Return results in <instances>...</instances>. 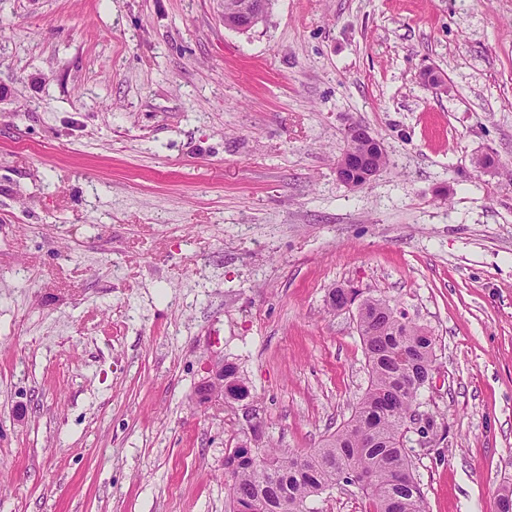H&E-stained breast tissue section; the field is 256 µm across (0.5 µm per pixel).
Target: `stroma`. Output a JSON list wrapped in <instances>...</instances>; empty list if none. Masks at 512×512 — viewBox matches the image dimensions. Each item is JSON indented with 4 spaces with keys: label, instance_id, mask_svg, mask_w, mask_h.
I'll use <instances>...</instances> for the list:
<instances>
[{
    "label": "stroma",
    "instance_id": "obj_1",
    "mask_svg": "<svg viewBox=\"0 0 512 512\" xmlns=\"http://www.w3.org/2000/svg\"><path fill=\"white\" fill-rule=\"evenodd\" d=\"M0 0V512H229L240 404L304 454L369 385L354 285L436 338L427 512L512 486V0ZM389 162L336 177L348 123ZM490 156L478 170L475 157ZM225 1V0H224ZM236 7L229 13L233 1L224 2V25L238 31H248L261 23H265L273 0H236ZM238 378V369L232 363H225L220 369L212 374L211 378L204 382L203 392L206 395L220 397L224 403V386L226 382L234 381ZM225 382V383H224ZM221 386L223 387L221 392Z\"/></svg>",
    "mask_w": 512,
    "mask_h": 512
}]
</instances>
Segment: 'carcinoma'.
Segmentation results:
<instances>
[{
	"mask_svg": "<svg viewBox=\"0 0 512 512\" xmlns=\"http://www.w3.org/2000/svg\"><path fill=\"white\" fill-rule=\"evenodd\" d=\"M358 327L370 383L351 419L305 455L232 449L230 512H314L313 498L340 484L356 488L364 512H426L405 427L430 384L436 338L377 296L364 298Z\"/></svg>",
	"mask_w": 512,
	"mask_h": 512,
	"instance_id": "obj_1",
	"label": "carcinoma"
}]
</instances>
